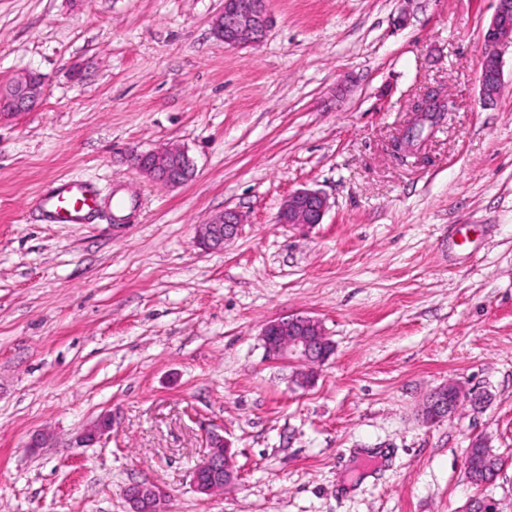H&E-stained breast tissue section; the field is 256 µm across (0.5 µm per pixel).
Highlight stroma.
Wrapping results in <instances>:
<instances>
[{
	"label": "stroma",
	"instance_id": "35a3bbf8",
	"mask_svg": "<svg viewBox=\"0 0 512 512\" xmlns=\"http://www.w3.org/2000/svg\"><path fill=\"white\" fill-rule=\"evenodd\" d=\"M223 5L0 0V86L46 79L35 109L0 118V512H128L135 482L169 512H512V45L483 41L497 0H269L267 38L242 50L213 33ZM429 86L445 125L395 158ZM167 145L194 160L183 187L130 162ZM62 177L132 195V218L42 221L34 199ZM302 188L330 203L308 231L279 221ZM227 208L240 235L201 251L197 225ZM290 314L335 347L309 387L260 339ZM449 383L484 406L427 422ZM105 412L111 436L76 447ZM213 431L239 480L206 497L191 475ZM478 435L506 460L488 486L465 475ZM502 81V65L498 57L485 55L479 76L480 91L483 99L492 100L498 94Z\"/></svg>",
	"mask_w": 512,
	"mask_h": 512
}]
</instances>
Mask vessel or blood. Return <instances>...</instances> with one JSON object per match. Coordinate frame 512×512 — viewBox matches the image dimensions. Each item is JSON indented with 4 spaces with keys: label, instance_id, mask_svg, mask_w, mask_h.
I'll list each match as a JSON object with an SVG mask.
<instances>
[{
    "label": "vessel or blood",
    "instance_id": "vessel-or-blood-1",
    "mask_svg": "<svg viewBox=\"0 0 512 512\" xmlns=\"http://www.w3.org/2000/svg\"><path fill=\"white\" fill-rule=\"evenodd\" d=\"M100 189L96 184L61 178L40 196L38 204L50 224H83L99 205Z\"/></svg>",
    "mask_w": 512,
    "mask_h": 512
}]
</instances>
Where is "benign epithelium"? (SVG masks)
I'll list each match as a JSON object with an SVG mask.
<instances>
[{"mask_svg": "<svg viewBox=\"0 0 512 512\" xmlns=\"http://www.w3.org/2000/svg\"><path fill=\"white\" fill-rule=\"evenodd\" d=\"M271 27L268 0H224V7L212 21L214 35L232 48L257 46L264 41ZM483 41L487 44L512 43V0H497L496 10L486 27ZM502 81V65L498 57L485 55L479 76L483 99L498 94ZM45 78L36 72L18 73L0 89V116L26 112L37 107L44 93ZM430 102L422 95L411 106L410 124L427 123ZM133 165L149 179L169 187H179L192 179L195 165L188 152L178 146H167L136 154ZM329 209L328 197L320 190L304 188L288 195L281 207L283 224L311 228L322 223ZM242 215L233 209L213 217L197 227L195 243L206 251L222 250L239 234ZM261 340L268 355L276 359H293L308 367L301 372L299 384L307 386L314 378V368L325 364L334 352V344L321 321L308 315H288L263 325ZM467 399L456 385L433 391L427 399L424 415L427 421H441L455 414L459 402ZM112 432V415H100L77 438L90 445L107 438ZM237 480L230 448L218 432L210 435V451L192 472L196 492L211 496L224 491ZM130 512H167V494L159 487L138 482L125 489Z\"/></svg>", "mask_w": 512, "mask_h": 512, "instance_id": "benign-epithelium-1", "label": "benign epithelium"}]
</instances>
